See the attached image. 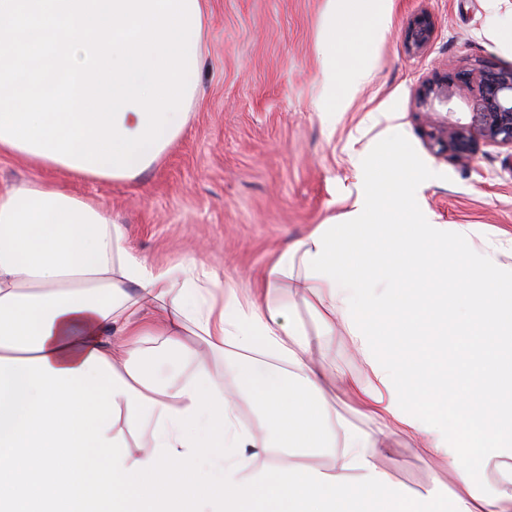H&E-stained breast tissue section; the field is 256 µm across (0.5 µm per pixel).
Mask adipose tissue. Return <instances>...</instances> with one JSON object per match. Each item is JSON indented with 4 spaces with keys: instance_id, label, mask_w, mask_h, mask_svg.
<instances>
[{
    "instance_id": "ef3b65f1",
    "label": "adipose tissue",
    "mask_w": 512,
    "mask_h": 512,
    "mask_svg": "<svg viewBox=\"0 0 512 512\" xmlns=\"http://www.w3.org/2000/svg\"><path fill=\"white\" fill-rule=\"evenodd\" d=\"M318 111L366 78L320 45ZM45 170L0 189V512H512V466L484 493L477 473L512 459V266L473 253L470 229L419 214L392 224L390 181L371 177L348 221L277 253L250 295L196 259L159 266L94 198L48 178L61 162L0 139V156ZM470 255L468 265L458 263ZM318 313L315 332L278 298ZM398 315L404 346L378 352ZM343 328L369 373L335 374L325 335ZM485 356L448 379L449 339ZM221 358L233 386L211 369ZM191 363L170 379L159 366ZM356 400L366 432L336 409ZM260 414L263 438L238 416ZM402 435L451 484L414 498L379 458ZM330 451L315 470L301 452Z\"/></svg>"
}]
</instances>
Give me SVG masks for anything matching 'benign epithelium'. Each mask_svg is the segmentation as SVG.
Masks as SVG:
<instances>
[{
  "label": "benign epithelium",
  "instance_id": "obj_1",
  "mask_svg": "<svg viewBox=\"0 0 512 512\" xmlns=\"http://www.w3.org/2000/svg\"><path fill=\"white\" fill-rule=\"evenodd\" d=\"M434 25L429 15L416 16L405 30L408 49L419 51L431 40ZM460 81L473 91L468 102L470 122L450 124L429 133L432 144L448 159L469 164L479 144L505 148L512 152V67L479 65L453 76L434 75L417 92V103L430 107L437 101L448 105V85Z\"/></svg>",
  "mask_w": 512,
  "mask_h": 512
}]
</instances>
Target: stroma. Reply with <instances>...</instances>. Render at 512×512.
<instances>
[{
  "mask_svg": "<svg viewBox=\"0 0 512 512\" xmlns=\"http://www.w3.org/2000/svg\"><path fill=\"white\" fill-rule=\"evenodd\" d=\"M325 8V0H206L197 99L161 163L127 182L62 172L57 180L109 207L156 264L200 253L246 289L275 250L351 210L384 154L389 175L415 186L437 223L470 225L476 251L512 264V152L483 145L463 166L430 146L431 122H468L465 87L450 86V107L416 104L434 74L512 66V0H388L383 29L370 15L337 44V58L369 76L332 112L315 107ZM423 12L434 37L415 55L404 30ZM383 464L414 492L448 478L400 436Z\"/></svg>",
  "mask_w": 512,
  "mask_h": 512,
  "instance_id": "35a3bbf8",
  "label": "stroma"
}]
</instances>
